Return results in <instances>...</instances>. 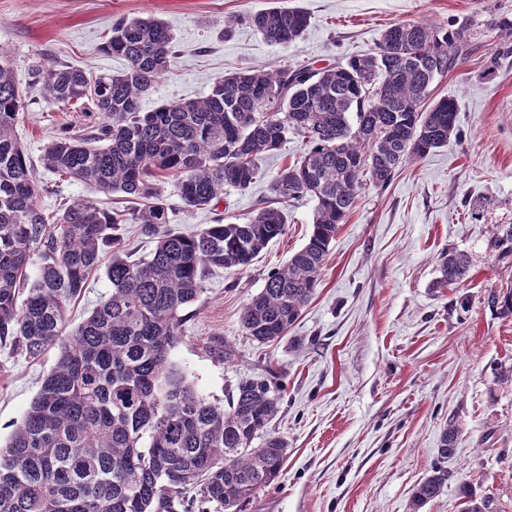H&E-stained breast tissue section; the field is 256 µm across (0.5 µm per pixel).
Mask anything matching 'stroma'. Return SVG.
<instances>
[{"instance_id": "1", "label": "stroma", "mask_w": 512, "mask_h": 512, "mask_svg": "<svg viewBox=\"0 0 512 512\" xmlns=\"http://www.w3.org/2000/svg\"><path fill=\"white\" fill-rule=\"evenodd\" d=\"M278 6L310 17L286 49L248 22ZM148 16L170 28L176 57L143 98L146 112L203 98L216 78L239 69L321 68L376 52L394 24L471 27L464 64L432 85L433 99L458 105V138L408 161L386 187L363 190L287 337L258 344L241 318L268 275L307 242L315 208L308 197L281 203L284 235L248 266L206 273L173 359L204 396L227 398L250 377L281 396L269 428L286 439L288 454L246 512H460L467 482L512 512V384L496 380L512 369V317L484 304L487 291L511 283L493 241L498 225L512 224V34L496 26L512 19V0H0V47L28 87L15 130L32 161L61 131L81 134L97 121L94 112L48 104L31 84L33 68L119 73L125 60L102 49L113 23ZM304 149L301 137L289 135L262 158L263 178L247 192L225 191L214 212L186 210L172 180L160 183L172 229L190 232L219 216L246 221ZM450 251L470 260L460 289L438 285ZM56 358L53 350L34 361L0 351L1 439ZM451 420L460 434L444 460L440 435ZM439 464L448 469L447 488L413 508L415 486Z\"/></svg>"}]
</instances>
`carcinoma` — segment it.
Returning <instances> with one entry per match:
<instances>
[{
	"label": "carcinoma",
	"instance_id": "cac0c4a2",
	"mask_svg": "<svg viewBox=\"0 0 512 512\" xmlns=\"http://www.w3.org/2000/svg\"><path fill=\"white\" fill-rule=\"evenodd\" d=\"M249 22L271 43L301 38L309 17L269 8ZM471 33L430 22L390 26L379 51L315 69L286 65L228 73L198 100L141 109L171 68L170 30L154 18L119 19L103 50L127 61L116 75L69 65L33 69L50 104L88 105V133L59 134L41 167L81 182L88 194L48 212L38 168L14 134L24 88L0 62V346L28 359L58 350L22 420L0 444V512H245L281 472L288 443L268 430L281 397L264 380H241L228 402L199 394L172 361L186 310L205 272L248 265L285 232L280 200L316 201L308 242L271 273L244 308L252 340L285 337L312 299L341 224L368 184L388 185L406 161L457 135L458 107L426 105L435 78L464 63ZM305 153L272 183L273 197L247 221L173 232L158 188L168 177L187 210H217L224 190H249L261 156L288 134ZM142 202L104 208L100 197ZM138 224L155 247L124 253L122 225ZM494 247L512 256V224ZM107 294L67 332L68 311L105 253ZM468 257L441 258L443 287L463 285ZM487 307L512 315V288L491 290ZM454 421L440 456L455 451ZM259 445H254L255 440ZM448 486L437 467L413 492L419 508ZM462 512H501L497 499L464 484Z\"/></svg>",
	"mask_w": 512,
	"mask_h": 512
}]
</instances>
